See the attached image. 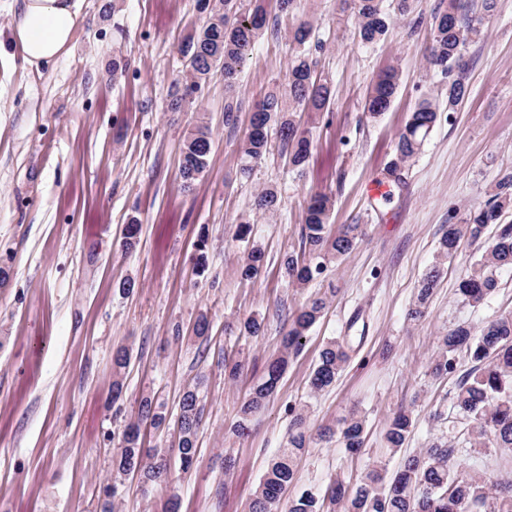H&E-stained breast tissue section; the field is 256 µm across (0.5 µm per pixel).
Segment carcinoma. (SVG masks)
<instances>
[{
  "mask_svg": "<svg viewBox=\"0 0 512 512\" xmlns=\"http://www.w3.org/2000/svg\"><path fill=\"white\" fill-rule=\"evenodd\" d=\"M389 5H383V2ZM354 28L359 42L374 44L383 39L390 26L412 13L413 0H353ZM483 16L471 15L470 0H440L433 16V36L425 48L430 66L448 74V111L465 98L468 82L462 64L471 36L480 33L483 20L494 15L497 0H482ZM205 13L203 24L178 47L184 59L181 78L175 80L168 109L186 112L211 78L218 74L228 94L224 104V124L236 122L239 104L233 93L240 68L256 41L268 30L265 0H200ZM298 46L288 65V82L266 93L253 105L250 127L240 143V176L249 177L254 165L268 151L267 125L279 124L280 144L289 163L302 167L309 156L310 139L300 121L303 112H324L331 90L315 76V63L305 47L313 36V26L301 21L291 31ZM400 83L399 71L384 70L372 84L364 112L375 119L389 108ZM438 105L429 99L418 103L404 128L398 133L396 157L389 175L398 176L399 167L417 156L440 120ZM214 147L213 131L200 122L185 135L180 147L178 175L188 188L206 171ZM278 193L265 188L255 198V207L272 212ZM331 199L325 193L310 196L303 208L300 251L286 254L281 261L283 276L298 288L320 278L328 266L350 254L366 235L364 224H329ZM512 211V170L496 181L485 204L469 209L464 217L448 214L436 248V262L418 286L416 301L407 316L419 320L428 297L437 287L441 265L458 256L462 241L481 245L475 260L461 278L457 292L468 303L479 306L500 288L498 273L512 268V222L505 215ZM263 262L261 249L252 247L244 260L242 276L255 279ZM336 293L332 284L309 296L289 318L281 350L267 365L239 408L233 432L242 435L251 418L261 411L277 392L290 357L304 348L301 340L323 317L329 300ZM469 367L460 370L461 359ZM351 359V346L345 338L327 340L318 354L308 386L314 393L332 386ZM130 363L125 348L112 357V402L120 400L124 375ZM430 374L443 377L460 372L454 408L465 421L473 448H512V313L501 314L475 331L466 326L448 330L437 338ZM290 416L287 446L267 464L248 512H278L288 488L296 481L298 461L313 439L331 438L324 429L312 434L305 407L288 405ZM202 419L197 391L188 388L178 400L176 419H171L167 402L158 393L143 396L137 418L114 437L117 452L112 458V482L102 486L100 512H114V503L126 477L138 480L144 490L169 483L170 463L159 448L145 445L142 427L155 432L174 429L175 451L180 467L190 470L198 457V433ZM412 427V417L399 410L387 424L383 438L386 447L398 451ZM364 421L352 413L338 428V441L350 451L364 442ZM458 449L440 439L417 454L406 457L399 470L387 476L385 465L374 462L349 490L342 481L332 480L323 491L307 489L288 500L285 512H512V483H498L484 476L464 475L455 470Z\"/></svg>",
  "mask_w": 512,
  "mask_h": 512,
  "instance_id": "cac0c4a2",
  "label": "carcinoma"
}]
</instances>
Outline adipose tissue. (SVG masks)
<instances>
[{
  "mask_svg": "<svg viewBox=\"0 0 512 512\" xmlns=\"http://www.w3.org/2000/svg\"><path fill=\"white\" fill-rule=\"evenodd\" d=\"M80 18V0H22L12 29L22 54L37 67L64 55Z\"/></svg>",
  "mask_w": 512,
  "mask_h": 512,
  "instance_id": "adipose-tissue-1",
  "label": "adipose tissue"
}]
</instances>
